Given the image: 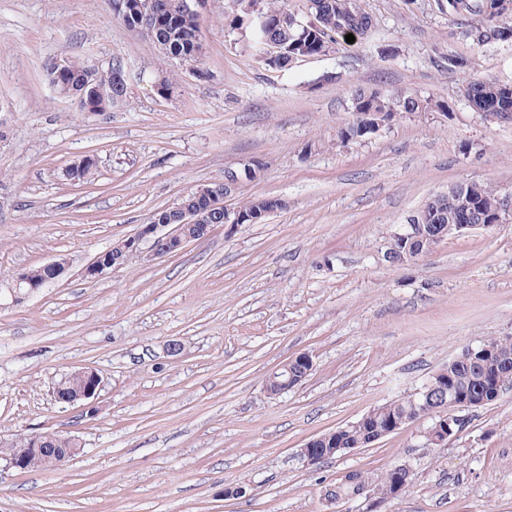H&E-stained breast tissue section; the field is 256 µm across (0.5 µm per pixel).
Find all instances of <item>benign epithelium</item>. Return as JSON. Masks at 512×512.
<instances>
[{
    "label": "benign epithelium",
    "mask_w": 512,
    "mask_h": 512,
    "mask_svg": "<svg viewBox=\"0 0 512 512\" xmlns=\"http://www.w3.org/2000/svg\"><path fill=\"white\" fill-rule=\"evenodd\" d=\"M126 84L125 72L116 69L112 72V85L97 91L103 98L117 96V90ZM265 169V162L254 160L241 170L228 169L224 171V182L214 191H203V200L207 207L202 210L198 201L178 202L171 207V216L152 214L148 223L141 225L136 235L119 240L105 251L99 253L93 261L82 269V275L86 279H96L103 275L111 266H120L128 258L135 254L143 256L148 261H155L180 251L185 244L193 241L187 233V227L201 224L205 233H210L218 224H254L268 213L283 206L278 198H266L267 209L254 215L246 216L236 209H230L224 204V199L229 197L245 181V175L253 174V171ZM448 199L452 200L455 209L449 217L447 224L433 223V201H428L415 215L411 216L408 224L403 229L393 234L389 253L400 251L405 246L420 243L419 256L423 257L433 251L435 246L452 235H459L467 230L487 229L499 223L505 214V199L499 198L498 212L495 218L482 223L478 221L472 204L465 195L464 185L458 184L448 187ZM148 242L147 250H142V243ZM43 287V283L33 279L31 272L24 271L12 274L8 278L6 292L11 304L19 305ZM304 362L313 366L312 358L306 354L295 357L278 369L273 371L266 380V390L271 395H278L292 388L300 381L291 374V366L297 362ZM82 379L81 386L76 390L60 391L53 388V395L57 402L74 405L94 399L102 386V378L92 368H81L70 372ZM423 400L424 411L420 413V419H427L430 425L424 432V445L436 447L443 445L452 435L459 433L456 426L463 422L461 412L472 409V404L460 401L456 398L445 402H434L429 396V384L416 392ZM71 447L65 449V457L58 459L43 455L42 434L35 433L29 436V447L13 448L11 445L0 447V458L7 465L22 471L27 468L29 462L39 458L48 468L59 467L82 451L81 445L76 440H70ZM318 440L311 439L298 450L299 458L308 465H315L324 459L322 449L315 447Z\"/></svg>",
    "instance_id": "benign-epithelium-1"
}]
</instances>
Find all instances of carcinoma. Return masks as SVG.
Instances as JSON below:
<instances>
[{
	"instance_id": "1",
	"label": "carcinoma",
	"mask_w": 512,
	"mask_h": 512,
	"mask_svg": "<svg viewBox=\"0 0 512 512\" xmlns=\"http://www.w3.org/2000/svg\"><path fill=\"white\" fill-rule=\"evenodd\" d=\"M138 2L140 0H108L113 13L129 29L137 24ZM152 16V43L159 51L171 58L184 62L199 63L197 36L201 31V16L191 12L184 0H155ZM503 0H450L448 18L456 17L464 10L472 22L464 31L465 37L477 45L512 41V9L500 7ZM309 11L316 26L308 29L294 23V14L286 7L284 0H241L243 11L230 21L231 29L243 28V19L258 7L265 18V26L255 30V36L262 43L276 49L277 57L273 66L286 69L292 60L299 57L319 56L353 34L355 40H365L372 30L363 27L364 10L360 0H308ZM122 67L116 61L107 70H100L79 61L66 59L63 69L55 62L46 65L49 82L71 92L68 99L78 112H106L111 105L104 104L88 95L95 84L112 83V69ZM460 96L476 113L493 112L498 119H512V85L492 81L466 80L460 89ZM436 107L441 112L450 107L441 101L421 98L417 95H402L379 88H358L351 94L352 121L336 130V144L345 145L363 140L367 135L360 126L362 112H397L399 114L423 112ZM466 193L472 198L477 211L484 217L496 214L498 191L493 185L472 182L466 185ZM512 365V343L508 337L490 339L473 349H465L448 366L434 373L429 383L436 397H448L453 391L470 400L488 406L499 398L490 379L492 368L504 363ZM420 407L414 402V395H408L386 402L373 409L368 420L338 427L324 434L319 442L321 448H363L371 445L376 432L387 424L411 418ZM391 477L384 473L372 477L357 474V483L336 485V498L371 496L388 499L392 496Z\"/></svg>"
}]
</instances>
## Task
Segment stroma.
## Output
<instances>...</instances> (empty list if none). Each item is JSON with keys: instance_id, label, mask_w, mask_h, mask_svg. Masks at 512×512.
Listing matches in <instances>:
<instances>
[{"instance_id": "stroma-1", "label": "stroma", "mask_w": 512, "mask_h": 512, "mask_svg": "<svg viewBox=\"0 0 512 512\" xmlns=\"http://www.w3.org/2000/svg\"><path fill=\"white\" fill-rule=\"evenodd\" d=\"M375 34L328 56L265 65L266 45L207 0L201 67L164 57L106 0H0V278L64 258L69 270L0 308V441L42 431L83 452L55 469L0 462V512H512V388L424 446L427 421L310 466V439L415 393L464 349L512 336V213L395 263L388 242L450 186L488 182L512 201V123L485 122L463 79L512 84V41L474 46L445 0H362ZM467 58L465 74L435 62ZM69 57L120 60L125 101L78 112L45 78ZM178 82L161 92V80ZM447 102L344 146L356 88ZM88 179L65 170L83 157ZM263 160L227 199L277 196L261 223L217 226L177 254L131 256L95 280L83 266L155 210ZM183 343L167 353L169 341ZM307 354L277 395L268 374ZM102 378L93 410L55 401L71 370ZM405 462L412 484L380 505H336L351 471Z\"/></svg>"}]
</instances>
